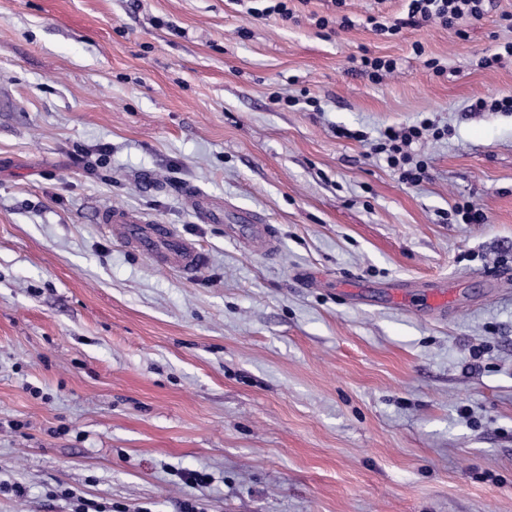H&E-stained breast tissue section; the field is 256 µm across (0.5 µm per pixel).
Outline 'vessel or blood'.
Returning a JSON list of instances; mask_svg holds the SVG:
<instances>
[{
    "label": "vessel or blood",
    "instance_id": "b4317fda",
    "mask_svg": "<svg viewBox=\"0 0 512 512\" xmlns=\"http://www.w3.org/2000/svg\"><path fill=\"white\" fill-rule=\"evenodd\" d=\"M100 221L111 234L154 262L192 274L203 260L197 246L163 224L148 223L143 217L129 213H104Z\"/></svg>",
    "mask_w": 512,
    "mask_h": 512
}]
</instances>
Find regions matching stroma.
<instances>
[{"label":"stroma","instance_id":"obj_1","mask_svg":"<svg viewBox=\"0 0 512 512\" xmlns=\"http://www.w3.org/2000/svg\"><path fill=\"white\" fill-rule=\"evenodd\" d=\"M295 8L0 0V512H512V112L470 109L512 94V60L479 65L512 0L460 36L376 35L402 0ZM424 118L448 134L410 186L372 146ZM109 211L204 261L158 265ZM247 2H264L262 7L250 6L247 13L255 18H262L271 14H278L285 21L293 18V10L288 6L290 0H246ZM358 63L359 71L367 75L373 83L382 82L387 76L395 72L397 63L395 59L387 56H369L363 54L359 60L355 59ZM100 222L111 234L154 262L173 266L189 275L204 260L197 246L164 224H149L143 217L129 213H102Z\"/></svg>","mask_w":512,"mask_h":512}]
</instances>
